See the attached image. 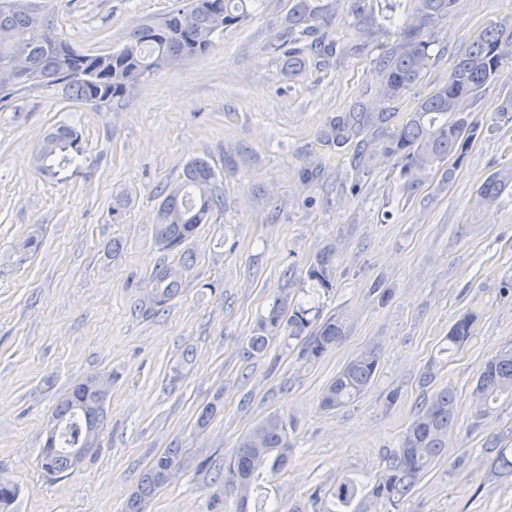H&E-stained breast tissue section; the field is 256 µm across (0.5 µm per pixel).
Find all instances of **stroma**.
<instances>
[{"instance_id": "obj_1", "label": "stroma", "mask_w": 512, "mask_h": 512, "mask_svg": "<svg viewBox=\"0 0 512 512\" xmlns=\"http://www.w3.org/2000/svg\"><path fill=\"white\" fill-rule=\"evenodd\" d=\"M177 5L53 0L60 32L88 54L119 49L130 30ZM289 7L256 0L213 50L129 88L111 109L54 87L0 108V480L19 489L15 512H124L144 470L174 447L183 468L145 512H238L224 458L271 414L294 443L273 479L280 512H292L344 477L375 476L424 400L446 385L457 406L448 451L399 512H512V475L491 468L499 449L512 450V399L473 416L481 366L512 347V194L473 206L486 178L512 164V121L495 119L512 95V62L468 107L479 128L450 187L435 178L403 193L397 157L319 140L331 118L364 104L408 113L447 81L458 49L512 17V0H456L422 79L399 104L375 98L381 46L349 28L348 0H336L324 26L335 56L288 75L276 35ZM63 122L79 131L92 173L57 184L37 173L34 157ZM194 159L214 169L224 209L189 242L184 267L158 249L155 216ZM32 235L37 249L15 265ZM329 245L334 286L319 304L342 322L336 346L309 362L283 332L247 357L258 319L275 297L297 302L312 290L307 268ZM164 265L181 267V288L163 311L144 313ZM469 311L479 316L470 341L444 353L450 327ZM371 348L380 363L368 390L322 408L336 373ZM90 374L114 377L100 451L47 480L37 460L52 412Z\"/></svg>"}]
</instances>
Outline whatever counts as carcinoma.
I'll use <instances>...</instances> for the list:
<instances>
[{
    "mask_svg": "<svg viewBox=\"0 0 512 512\" xmlns=\"http://www.w3.org/2000/svg\"><path fill=\"white\" fill-rule=\"evenodd\" d=\"M32 8L17 9L14 0H0V26L12 31V40L0 41V107L20 93L35 87L59 85L72 98L100 110L121 97L127 89L163 69L165 62H182L210 51L224 29L244 21L254 0H183V4L159 20L146 22L129 32L123 47L111 54L92 55L77 51L59 33L46 42L42 29H56L53 10L44 0H30ZM335 0H292L288 26L279 34L285 48L288 71H307L309 54L332 57L334 43L326 41L318 23L334 13ZM456 0H416L415 10L398 12L397 0H350L349 27L385 47L376 63L385 72L378 96L385 101L400 100L420 81L429 63V48L435 32L448 23ZM24 54L31 71L16 73L14 59ZM512 60V19L487 24L466 48L455 56L448 81L432 93L417 99L402 122L380 141L379 150L401 159L404 188L412 191L439 173L442 184L452 180L445 164L475 137L478 125L464 103L477 97L497 80L503 64ZM389 115L362 106L336 119L325 134L326 142L343 145L364 130L381 127ZM85 161L79 133L59 124L43 138L36 156L37 173L58 183L63 173L78 171ZM512 191V165L490 175L477 189L474 206L497 202ZM224 207V190L205 161L189 163L182 183L168 191L156 214L155 241L164 252L186 251L201 224ZM336 251L332 247L318 254L307 269V279L324 291L333 288ZM146 313L167 306L181 284L180 270L163 266L151 277ZM475 314L456 320L448 331V348L463 347L471 338ZM341 322L334 315L302 304L293 305L288 296L276 298L261 318L245 353L261 355L270 337L286 330L288 336L303 340L302 355L319 359L341 337ZM379 365L376 350L351 359L325 388L321 405L336 409L357 400L373 383ZM97 376L89 375L74 384L58 404L44 447L52 449L50 470L60 478L79 468L72 449L82 448L88 433L100 435L109 397L98 394ZM503 395L512 396V348L485 361L475 386L474 415L489 412L490 403ZM456 421L455 395L451 388L435 392L416 412L402 434L398 448L383 459L380 474L365 487L352 478L336 488L312 496L315 512H372L377 504L396 509L417 485L431 465L448 449V435ZM292 444L285 421L277 414L257 423L224 459V483L236 489L239 512H278L264 483L288 466ZM182 468L178 449L156 457L144 472L126 503L125 512H144L148 501L169 482L174 470ZM18 496L16 485H0V512H13Z\"/></svg>",
    "mask_w": 512,
    "mask_h": 512,
    "instance_id": "cac0c4a2",
    "label": "carcinoma"
}]
</instances>
